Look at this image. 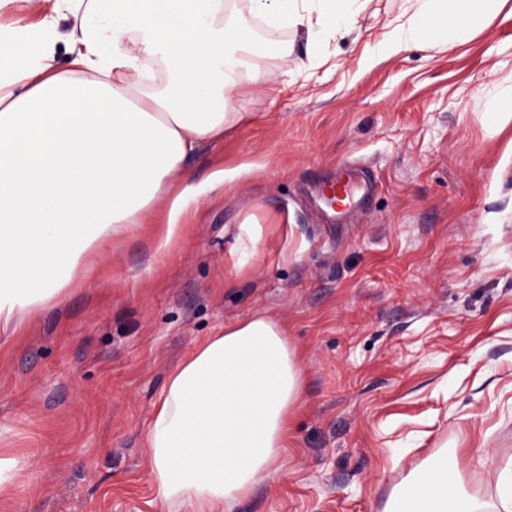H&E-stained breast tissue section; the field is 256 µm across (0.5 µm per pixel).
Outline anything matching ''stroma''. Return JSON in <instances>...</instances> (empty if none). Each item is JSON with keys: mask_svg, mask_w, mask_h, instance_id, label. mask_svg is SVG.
I'll use <instances>...</instances> for the list:
<instances>
[{"mask_svg": "<svg viewBox=\"0 0 512 512\" xmlns=\"http://www.w3.org/2000/svg\"><path fill=\"white\" fill-rule=\"evenodd\" d=\"M406 8L368 0L313 44L229 0L266 30L229 106L247 119L185 163L202 185L224 167V186L174 237L146 224L92 254L57 306L0 335V447L29 463L0 512H169L142 448L161 390L198 341L258 312L304 376L282 475L231 512H383L443 457L492 501L474 451L512 455V118L497 111L512 8L430 50L398 41ZM346 162L356 197L337 209Z\"/></svg>", "mask_w": 512, "mask_h": 512, "instance_id": "stroma-1", "label": "stroma"}]
</instances>
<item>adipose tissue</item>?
I'll return each instance as SVG.
<instances>
[{
  "label": "adipose tissue",
  "instance_id": "adipose-tissue-1",
  "mask_svg": "<svg viewBox=\"0 0 512 512\" xmlns=\"http://www.w3.org/2000/svg\"><path fill=\"white\" fill-rule=\"evenodd\" d=\"M38 22L0 24V334L57 304L89 254L150 223H191L198 187L184 163L243 121L228 104L243 85L249 26L224 0H27ZM400 27L431 49L469 28L490 0H407ZM75 25L71 68H55L57 15ZM162 77L144 88L149 61ZM303 370L288 331L255 313L206 338L170 372L144 437L159 503L224 512L281 475L288 414ZM493 466L496 495L468 494L447 460L395 491L393 512H512V456Z\"/></svg>",
  "mask_w": 512,
  "mask_h": 512
}]
</instances>
